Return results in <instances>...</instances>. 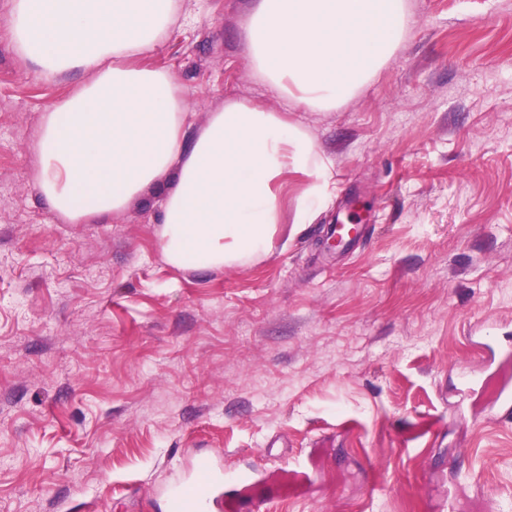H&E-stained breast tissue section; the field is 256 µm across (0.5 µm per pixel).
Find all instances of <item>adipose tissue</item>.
Instances as JSON below:
<instances>
[{
  "mask_svg": "<svg viewBox=\"0 0 512 512\" xmlns=\"http://www.w3.org/2000/svg\"><path fill=\"white\" fill-rule=\"evenodd\" d=\"M174 16V0H12L11 40L41 75L90 76L42 117L36 185L52 212L83 224L173 178L159 232L167 262L229 267L269 253L285 174L309 179L293 215L304 224L331 170L306 130L249 101L225 102L187 135L175 75L138 62ZM406 25L405 0H255L250 67L295 105L332 110L386 65Z\"/></svg>",
  "mask_w": 512,
  "mask_h": 512,
  "instance_id": "adipose-tissue-1",
  "label": "adipose tissue"
}]
</instances>
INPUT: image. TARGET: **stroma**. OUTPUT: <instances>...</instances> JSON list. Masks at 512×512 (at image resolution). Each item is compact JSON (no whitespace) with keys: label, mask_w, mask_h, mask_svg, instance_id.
I'll return each mask as SVG.
<instances>
[{"label":"stroma","mask_w":512,"mask_h":512,"mask_svg":"<svg viewBox=\"0 0 512 512\" xmlns=\"http://www.w3.org/2000/svg\"><path fill=\"white\" fill-rule=\"evenodd\" d=\"M395 54L329 112L248 67L250 0H176L142 65L194 129L250 99L304 126L335 187L269 253L170 265L164 187L96 224L36 187L41 119L86 81L36 76L0 0V512H170L197 456L214 512H512V0H407ZM356 251L321 242L346 199Z\"/></svg>","instance_id":"1"}]
</instances>
